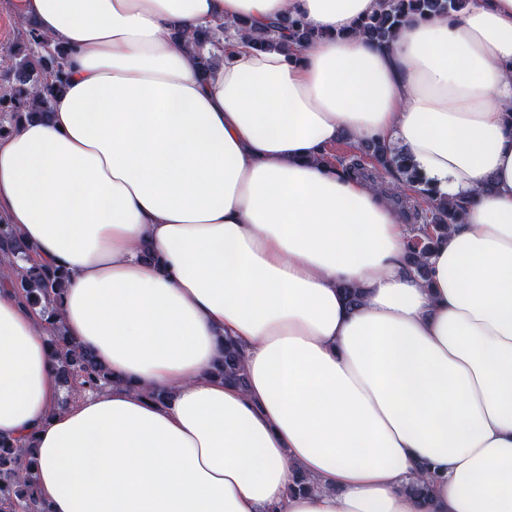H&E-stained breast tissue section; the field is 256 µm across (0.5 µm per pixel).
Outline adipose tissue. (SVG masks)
<instances>
[{"instance_id":"adipose-tissue-1","label":"adipose tissue","mask_w":512,"mask_h":512,"mask_svg":"<svg viewBox=\"0 0 512 512\" xmlns=\"http://www.w3.org/2000/svg\"><path fill=\"white\" fill-rule=\"evenodd\" d=\"M379 3L16 0L69 65L0 138V222L67 274L58 319L112 379L62 402L0 277V439L47 512H512V0L383 45ZM287 14L317 38L257 50ZM217 26L199 73L186 36ZM345 134L468 201L426 278L387 196L322 161ZM220 373L224 381L240 385L244 382L242 354L238 345L231 340L225 342L224 363Z\"/></svg>"}]
</instances>
